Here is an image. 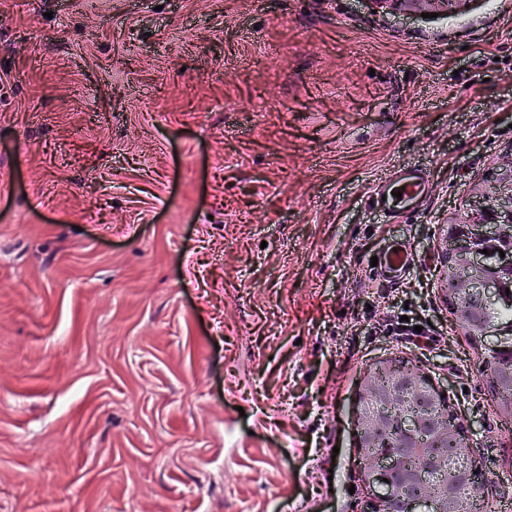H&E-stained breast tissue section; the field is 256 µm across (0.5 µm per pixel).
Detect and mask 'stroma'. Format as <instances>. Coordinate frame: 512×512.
Returning <instances> with one entry per match:
<instances>
[{"label":"stroma","mask_w":512,"mask_h":512,"mask_svg":"<svg viewBox=\"0 0 512 512\" xmlns=\"http://www.w3.org/2000/svg\"><path fill=\"white\" fill-rule=\"evenodd\" d=\"M511 167L512 0H0V512H371L387 359L512 512V422L444 292L449 225ZM402 168L430 193L393 222ZM429 181L419 169H399L382 179L375 189V206L389 218H400L424 204ZM402 192V198L392 195ZM386 197V200L382 199ZM380 269L391 277H397L408 266V256L400 244H394L378 256Z\"/></svg>","instance_id":"obj_1"}]
</instances>
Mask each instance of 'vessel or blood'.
Returning a JSON list of instances; mask_svg holds the SVG:
<instances>
[{
	"instance_id": "b4317fda",
	"label": "vessel or blood",
	"mask_w": 512,
	"mask_h": 512,
	"mask_svg": "<svg viewBox=\"0 0 512 512\" xmlns=\"http://www.w3.org/2000/svg\"><path fill=\"white\" fill-rule=\"evenodd\" d=\"M429 181L419 169L398 170L382 179L375 189L376 207L387 217L399 218L424 204ZM380 269L396 277L408 266V256L401 245H392L378 257Z\"/></svg>"
}]
</instances>
